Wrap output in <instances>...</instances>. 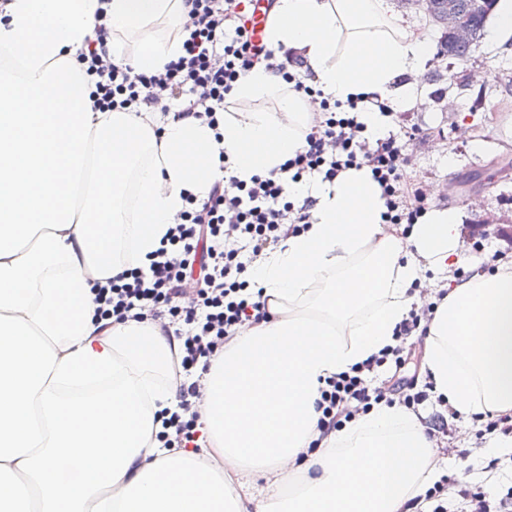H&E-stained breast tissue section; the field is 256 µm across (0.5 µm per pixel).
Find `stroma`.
<instances>
[{
	"label": "stroma",
	"mask_w": 512,
	"mask_h": 512,
	"mask_svg": "<svg viewBox=\"0 0 512 512\" xmlns=\"http://www.w3.org/2000/svg\"><path fill=\"white\" fill-rule=\"evenodd\" d=\"M389 3L421 38L443 36L445 24L429 16L424 0ZM410 91L412 103H392L391 116L378 118L380 135L403 138L407 176L423 186L429 209H460L462 253L494 271L493 255L504 246L497 232L512 228V39L491 32L467 60L430 57ZM411 130L415 138L406 139ZM415 413L447 417V433L436 434L434 442L448 478L442 496L450 512H467L463 493L471 488L488 512H497L512 496V450L481 443L480 424L460 428L441 401L427 400Z\"/></svg>",
	"instance_id": "stroma-1"
}]
</instances>
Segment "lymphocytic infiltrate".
<instances>
[{
	"label": "lymphocytic infiltrate",
	"mask_w": 512,
	"mask_h": 512,
	"mask_svg": "<svg viewBox=\"0 0 512 512\" xmlns=\"http://www.w3.org/2000/svg\"><path fill=\"white\" fill-rule=\"evenodd\" d=\"M183 29L188 34L183 56L160 73L133 79L126 67L101 53L110 28L98 24L97 46L86 57L89 73L98 78L92 94L94 109L135 106L149 112L170 111L178 119L206 120L215 130L234 86L259 65L278 70L288 90L309 98L318 109L305 133V147L294 158L247 182L233 177L215 182L204 200L187 195L181 222L170 228L155 261L98 289L101 318L123 320L137 308L161 320L162 330L173 331L181 342L186 380L180 389L181 411L167 421L175 429L174 437L164 442L168 448H185L195 441V421L182 413L196 394L192 374L200 359L217 356L236 330L266 315L263 303L247 292L246 251L260 252L288 234L299 233L311 221L310 204L298 207L292 201V185L314 175L331 183L341 172L365 166L385 201V223L412 225L426 211L425 193L406 183L408 158L402 145L390 137L367 147L364 125L352 115L356 101L344 104L325 97L290 73L287 62L277 61L273 49L254 42L238 11L228 8L225 0H191ZM189 294L193 306L182 307L181 299ZM385 399L381 389L370 388L363 372L328 378L317 403L322 411L318 429L324 435L341 430L355 411H370Z\"/></svg>",
	"instance_id": "1"
}]
</instances>
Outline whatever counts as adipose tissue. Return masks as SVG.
<instances>
[{
	"instance_id": "obj_1",
	"label": "adipose tissue",
	"mask_w": 512,
	"mask_h": 512,
	"mask_svg": "<svg viewBox=\"0 0 512 512\" xmlns=\"http://www.w3.org/2000/svg\"><path fill=\"white\" fill-rule=\"evenodd\" d=\"M104 9L110 57L131 76L183 55L184 0H7L0 46L31 72L28 92L0 84V512H417L436 467L424 425L378 404L321 435L326 378L394 345L420 303L422 268L464 263L458 209L434 210L406 238L384 230V201L368 168L312 189L311 224L260 256L249 280L267 316L239 329L211 360L192 400L196 449L158 439L183 381L151 320L97 316L95 284L149 266L185 194L279 168L304 147L311 106L289 96L283 118L225 116L220 130L150 112L93 110L95 77L78 56ZM267 38L340 102L401 100L402 78L428 61L387 0H277ZM138 145L146 194L134 215L111 192L69 196L88 144ZM227 162H220V155ZM380 270L366 294L377 313L337 340L307 304L335 306V286L360 255ZM423 371L433 397L466 418L512 417V274L477 271L455 283L426 324ZM262 477L267 490L232 495Z\"/></svg>"
}]
</instances>
